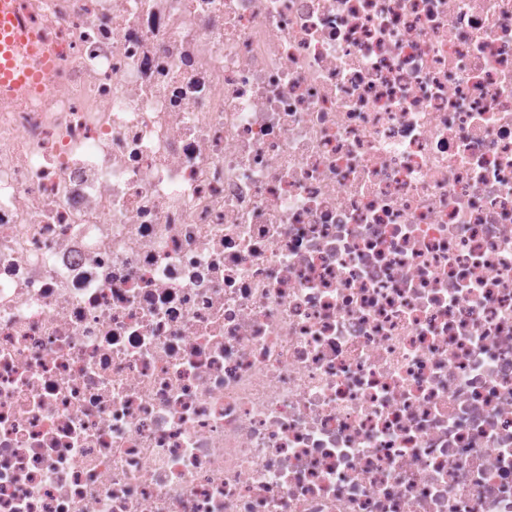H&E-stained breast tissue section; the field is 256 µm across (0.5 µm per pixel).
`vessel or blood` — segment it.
Listing matches in <instances>:
<instances>
[{"instance_id": "vessel-or-blood-1", "label": "vessel or blood", "mask_w": 512, "mask_h": 512, "mask_svg": "<svg viewBox=\"0 0 512 512\" xmlns=\"http://www.w3.org/2000/svg\"><path fill=\"white\" fill-rule=\"evenodd\" d=\"M41 39L25 22L23 0H0V91H15L28 80H39Z\"/></svg>"}]
</instances>
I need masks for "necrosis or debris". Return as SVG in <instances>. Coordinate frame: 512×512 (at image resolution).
Instances as JSON below:
<instances>
[{"mask_svg": "<svg viewBox=\"0 0 512 512\" xmlns=\"http://www.w3.org/2000/svg\"><path fill=\"white\" fill-rule=\"evenodd\" d=\"M0 512H512V0H25Z\"/></svg>", "mask_w": 512, "mask_h": 512, "instance_id": "obj_1", "label": "necrosis or debris"}]
</instances>
